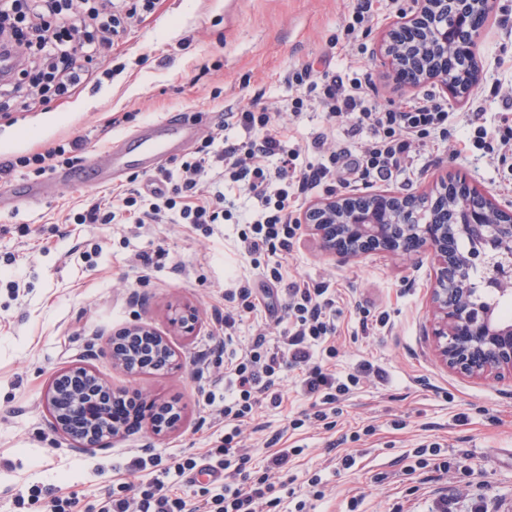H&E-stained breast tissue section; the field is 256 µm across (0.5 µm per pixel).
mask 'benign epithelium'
I'll return each mask as SVG.
<instances>
[{
    "mask_svg": "<svg viewBox=\"0 0 512 512\" xmlns=\"http://www.w3.org/2000/svg\"><path fill=\"white\" fill-rule=\"evenodd\" d=\"M471 4L472 0H412V7L385 28L377 50L396 85L410 91L436 82L453 103L466 99L467 92L447 81L446 74L460 56L473 52L486 26L487 17L471 11ZM392 197L405 201L413 194L374 193L366 210L353 206V195L331 196L311 202L299 222L327 253L345 259L374 251L394 256L430 255L435 267L429 335L440 363L477 380L499 378L505 372L512 375V321L478 303L474 279L481 269L486 280L512 295V203L498 201L463 173L440 175L430 190L421 194L433 210L443 201L448 203V224L425 219L408 205L394 211L388 204ZM450 236L468 239L472 248L448 256ZM172 324L192 333L194 310H175ZM104 354L129 374L179 366L170 342L145 323L113 333ZM94 393L110 399L119 396L89 366L58 372L47 390L45 406L51 427L67 438L73 451L105 448L111 439L126 433L109 423L104 406L87 401ZM155 408V416L149 418L155 433L179 426L181 417L167 413L169 405L157 403Z\"/></svg>",
    "mask_w": 512,
    "mask_h": 512,
    "instance_id": "1",
    "label": "benign epithelium"
}]
</instances>
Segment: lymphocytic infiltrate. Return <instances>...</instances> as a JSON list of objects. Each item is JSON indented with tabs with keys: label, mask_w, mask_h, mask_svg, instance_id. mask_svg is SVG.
<instances>
[{
	"label": "lymphocytic infiltrate",
	"mask_w": 512,
	"mask_h": 512,
	"mask_svg": "<svg viewBox=\"0 0 512 512\" xmlns=\"http://www.w3.org/2000/svg\"><path fill=\"white\" fill-rule=\"evenodd\" d=\"M154 0H0V98H16L38 90L57 98L71 96L85 82L97 79L91 61L106 63L114 36L126 19L151 10ZM292 92L287 120L268 108L247 107L231 113L239 139H225L221 149L205 140L180 165L179 173L159 168L143 182L118 193L113 200L89 201L74 216L78 224H109L125 214L135 224H154L163 213L181 224H218L231 220L225 209V188L246 191L253 214L238 233L243 254L276 257L263 268L260 286L241 283L226 291L224 343V439L202 457L171 459L152 470L146 461L132 459L120 473V495L102 501L98 512H280L292 497L289 464L298 451L280 448L263 467L255 468L240 445V427L253 419L262 403L280 407L278 374L291 367L301 372L300 387L313 399L316 420H328V406L348 395L361 374L374 372L364 363L360 373L338 376L324 370L319 357H335L336 322L331 310L336 300L328 285L305 281L289 283L286 310L290 326L276 341L258 335L245 352L233 351L241 321L258 307H273L274 286L284 283L287 260L299 223L293 213L301 195L320 185L348 184L351 178L387 181L412 167L413 155L426 143L448 139L447 105L431 96H413L393 110L372 104V76L363 66L348 63L345 73H317L304 66L286 78ZM324 112L327 125L311 146L323 160L298 168V150L288 145V124L304 110ZM347 128L348 140L332 141L336 125ZM82 137L42 152L0 160V185L21 168L43 176L55 170L69 153L85 150ZM221 475V482L202 488L194 498L179 494L178 478L194 472ZM280 475L272 483L271 475Z\"/></svg>",
	"instance_id": "1"
}]
</instances>
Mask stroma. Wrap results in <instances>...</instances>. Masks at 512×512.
<instances>
[{
    "mask_svg": "<svg viewBox=\"0 0 512 512\" xmlns=\"http://www.w3.org/2000/svg\"><path fill=\"white\" fill-rule=\"evenodd\" d=\"M488 27L474 55L483 78L481 112L449 104L458 139L472 135L470 118L487 131L512 119V0H491ZM353 0H156L132 22L112 48V73L87 83L70 98L30 99L26 110L0 114V158L88 136V152L104 153L111 140L172 112L198 111L201 137L221 136L224 115L252 103L276 108L289 95V71L314 65L342 71L347 57L360 59L373 75L371 96L381 108L408 97L387 77L375 46L389 21L408 10L396 0L357 41H341ZM127 114L110 129L111 116ZM477 125V126H478ZM460 171L499 200L512 201V165L489 150L453 154L451 146L421 147L409 174L393 181L356 180L349 187H318L317 200L383 188L414 193L433 176ZM130 172L92 188L44 179L36 203L0 209V512H44L48 490L78 494L82 506L112 491L116 468L133 458L202 454L224 434V403L207 391L224 390V354L218 334L224 291L232 274L258 280L259 272L238 252L237 224L205 232L194 224H76L86 201L109 196L129 183ZM166 249L168 257L144 265L142 254ZM433 262L427 256L370 254L343 260L325 254L319 241L300 230L288 258L285 282L325 283L336 291L335 369L344 375L364 362L382 368L385 379L362 378L344 400L335 430L286 429V419L309 409L295 371L282 374L281 407L263 405L242 428L253 465H263L267 441L283 433L304 452L291 468L298 477L321 480L323 500L315 512H436L448 498L453 512H512V379L480 382L441 365L427 334ZM198 315L193 334L171 323L174 308ZM141 321L166 336L181 368L136 375L114 368L104 356L113 332ZM92 365L121 392L170 403L182 421L155 434L146 427L113 439L108 448L75 453L51 426L44 398L53 375ZM375 426L374 435L340 443L341 434ZM437 442L449 456L466 458L470 473L449 470L421 483L409 468V453ZM353 451L355 467L338 458Z\"/></svg>",
    "mask_w": 512,
    "mask_h": 512,
    "instance_id": "1",
    "label": "stroma"
}]
</instances>
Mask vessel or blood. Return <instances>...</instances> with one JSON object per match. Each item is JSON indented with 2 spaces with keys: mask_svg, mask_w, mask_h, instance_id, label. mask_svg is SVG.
Segmentation results:
<instances>
[{
  "mask_svg": "<svg viewBox=\"0 0 512 512\" xmlns=\"http://www.w3.org/2000/svg\"><path fill=\"white\" fill-rule=\"evenodd\" d=\"M201 121V114L179 112L150 122L133 136V150H126L124 142H117L108 154L89 155L79 166L63 172L61 180L68 185L94 186L110 182L117 170H151L192 142ZM43 192V187L29 182H17L1 188L0 199L19 198L32 202Z\"/></svg>",
  "mask_w": 512,
  "mask_h": 512,
  "instance_id": "b4317fda",
  "label": "vessel or blood"
}]
</instances>
